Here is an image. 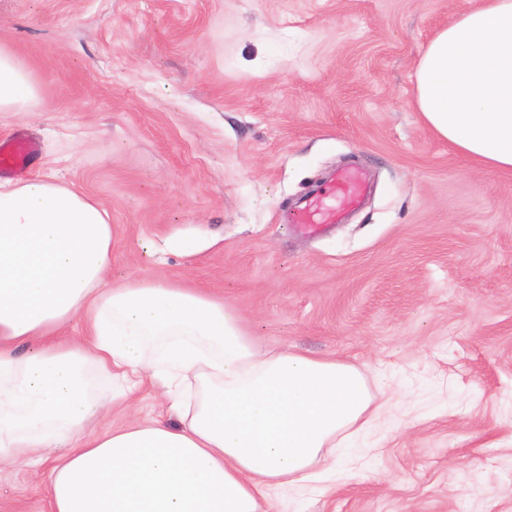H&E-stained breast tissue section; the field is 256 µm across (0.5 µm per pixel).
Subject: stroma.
<instances>
[{
    "label": "stroma",
    "mask_w": 512,
    "mask_h": 512,
    "mask_svg": "<svg viewBox=\"0 0 512 512\" xmlns=\"http://www.w3.org/2000/svg\"><path fill=\"white\" fill-rule=\"evenodd\" d=\"M474 0H0V46L40 92L0 112L26 177L112 217L110 277L223 298L269 348L393 390L379 450L271 512H512V171L424 122L414 70ZM371 175L321 236L284 223L329 172ZM198 248L184 253L182 239ZM169 422L144 387L131 415ZM0 512H48L44 470L0 469Z\"/></svg>",
    "instance_id": "1"
}]
</instances>
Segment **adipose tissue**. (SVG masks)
Instances as JSON below:
<instances>
[{"mask_svg":"<svg viewBox=\"0 0 512 512\" xmlns=\"http://www.w3.org/2000/svg\"><path fill=\"white\" fill-rule=\"evenodd\" d=\"M37 82L0 47V112ZM424 122L461 156L512 171V0H479L437 31L415 68ZM112 224L88 195L46 178L0 182V465L47 474L50 512H268L273 492L336 480L384 403L352 364L263 350L222 299L164 279L115 284ZM82 320L85 339L60 340ZM111 403L144 384L173 423L103 433L91 377Z\"/></svg>","mask_w":512,"mask_h":512,"instance_id":"ef3b65f1","label":"adipose tissue"}]
</instances>
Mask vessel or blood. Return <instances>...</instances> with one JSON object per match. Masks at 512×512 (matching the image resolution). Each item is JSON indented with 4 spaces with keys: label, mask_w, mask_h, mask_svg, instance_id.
Here are the masks:
<instances>
[{
    "label": "vessel or blood",
    "mask_w": 512,
    "mask_h": 512,
    "mask_svg": "<svg viewBox=\"0 0 512 512\" xmlns=\"http://www.w3.org/2000/svg\"><path fill=\"white\" fill-rule=\"evenodd\" d=\"M34 144L27 139L0 142V175L14 172L27 163ZM365 185V175L359 170L338 172L327 184L314 189L305 199L291 208L288 221L307 226L333 224L340 218L342 205L355 203Z\"/></svg>",
    "instance_id": "b4317fda"
}]
</instances>
